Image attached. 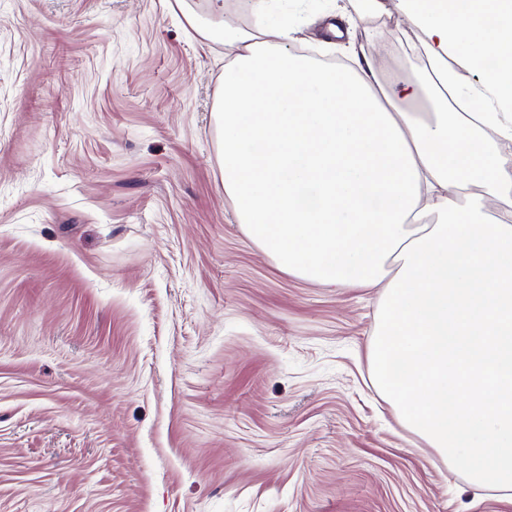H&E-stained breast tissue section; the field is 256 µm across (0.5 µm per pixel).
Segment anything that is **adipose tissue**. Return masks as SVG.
Masks as SVG:
<instances>
[{
    "instance_id": "obj_1",
    "label": "adipose tissue",
    "mask_w": 512,
    "mask_h": 512,
    "mask_svg": "<svg viewBox=\"0 0 512 512\" xmlns=\"http://www.w3.org/2000/svg\"><path fill=\"white\" fill-rule=\"evenodd\" d=\"M399 3L434 84L382 83L356 54L345 67L295 54L262 5L247 31L191 19L224 39V194L282 272L377 289L375 386L471 490L512 497V222L486 208L512 171L479 139H512V0ZM452 56L477 66L478 87L449 88Z\"/></svg>"
}]
</instances>
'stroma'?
Instances as JSON below:
<instances>
[{
    "label": "stroma",
    "instance_id": "stroma-1",
    "mask_svg": "<svg viewBox=\"0 0 512 512\" xmlns=\"http://www.w3.org/2000/svg\"><path fill=\"white\" fill-rule=\"evenodd\" d=\"M397 0H268L425 76ZM351 20L342 48L324 25ZM211 0H0V512H512L370 381L372 288L287 275L224 194Z\"/></svg>",
    "mask_w": 512,
    "mask_h": 512
}]
</instances>
